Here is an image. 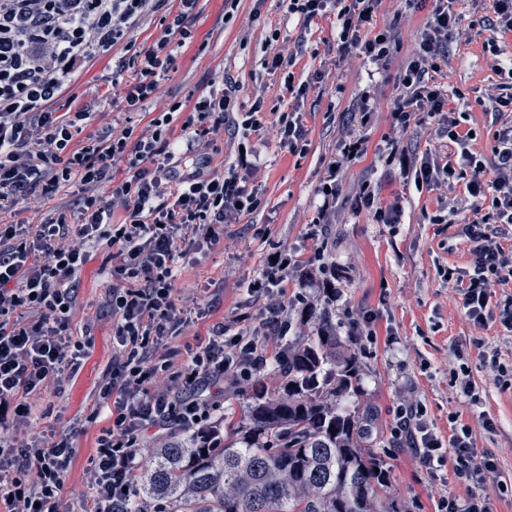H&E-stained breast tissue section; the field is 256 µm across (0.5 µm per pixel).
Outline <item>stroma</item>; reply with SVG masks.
Returning a JSON list of instances; mask_svg holds the SVG:
<instances>
[{
	"mask_svg": "<svg viewBox=\"0 0 512 512\" xmlns=\"http://www.w3.org/2000/svg\"><path fill=\"white\" fill-rule=\"evenodd\" d=\"M463 18L460 34L448 59L447 93L450 105L462 113V129L475 131L474 151L489 154L495 121V105L487 100L488 88L499 83L494 69L497 58L512 57V33L493 34L492 0H457ZM426 13L405 6L403 0H382L376 13L378 25L388 27L397 50L386 68L379 69L360 56H341L334 14L305 24L289 14L279 0H240L232 20L224 18V0H200L192 22L193 37L180 48L177 69L159 89L154 110L168 102L189 101L208 92L222 73L232 74L243 88L241 105L251 106L255 93H263L269 107L262 127L250 137L260 151L261 168L255 175L264 195L262 210L224 227V240L212 249L192 254L181 264L179 297L197 300L201 318L184 325L169 342L175 364H182L187 347L208 336L211 327L248 313L258 315L261 302L248 286L260 278L272 247L307 259L317 240L309 236L317 215L316 190L325 164L344 140L365 136L366 152L353 160L338 203L336 222L328 230L326 253L339 273L341 298L336 321L341 334L351 332L353 316L375 313L374 338H362V389L378 408L382 443L379 452L391 472V491L402 512H436L441 498H466L469 492L489 497L495 512H512V387L502 386L497 371L477 350L472 338H483L488 350L497 351L499 363L512 365V334L499 322L479 327L467 317L453 286L440 275L445 267L468 266L469 245L461 235L464 221L473 213L463 182L440 189H416L381 155L387 137L393 136L391 108L401 94L400 76L420 41ZM496 39L499 56L486 51L488 39ZM302 45L293 67L296 80L323 72L318 90L300 104L307 150L293 154L281 148L277 116L272 105L282 95L281 78L262 67L264 59L278 51ZM121 57L113 49L97 55L89 70L57 101L58 111L83 108L91 117L87 132L122 127L125 113L102 104L112 71ZM370 93L373 123L361 128L355 107L363 93ZM400 142L417 154L429 153L441 161L452 158L454 147L437 136L429 124L410 125ZM370 182L379 206L400 202L402 222L377 223L372 212L353 211L347 200L362 182ZM75 186L61 187L48 197H35L18 207L13 221L38 224L60 207L70 205ZM445 212L449 223H429V216ZM109 250L91 248L80 275L79 302L73 328L93 324L92 343L77 370L59 390L34 399L31 424L22 438L62 431L69 435L75 455L64 476L62 512H74L75 501L85 487L96 439L109 421L100 406L98 387L112 365V321L102 311V301L112 285L104 268ZM465 347L457 359V347ZM498 363V364H499ZM466 366L476 398L461 393L451 372ZM419 401L428 428L448 439L453 424L469 426L478 451L491 452L496 469L475 490L453 476L451 464L431 475L415 453L397 440L394 427L400 405Z\"/></svg>",
	"mask_w": 512,
	"mask_h": 512,
	"instance_id": "stroma-1",
	"label": "stroma"
}]
</instances>
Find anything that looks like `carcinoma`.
Instances as JSON below:
<instances>
[{"label": "carcinoma", "instance_id": "1", "mask_svg": "<svg viewBox=\"0 0 512 512\" xmlns=\"http://www.w3.org/2000/svg\"><path fill=\"white\" fill-rule=\"evenodd\" d=\"M335 308L324 297L298 311L306 334L288 338L274 385L251 394L221 447L191 432L160 443L130 512H401L377 451L378 410Z\"/></svg>", "mask_w": 512, "mask_h": 512}]
</instances>
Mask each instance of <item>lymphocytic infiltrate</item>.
<instances>
[{
    "mask_svg": "<svg viewBox=\"0 0 512 512\" xmlns=\"http://www.w3.org/2000/svg\"><path fill=\"white\" fill-rule=\"evenodd\" d=\"M56 2L14 0V10L0 13V512H59L73 457L67 436L26 442L17 432L32 399L58 390L85 353L92 325L79 339L70 326L90 244L107 246L114 260L103 303L112 319V370L99 390L111 424L97 438L79 509L126 512L147 436L191 431L205 446L219 444L215 424L222 404L210 387L228 375L247 381L264 369L269 338L291 330V303L312 305L335 286L337 275L324 248L304 261L269 252L262 278L252 284L265 294L259 327L215 325L205 342L188 348L183 364H174L168 340L191 313L178 303L179 260L218 244L225 225L240 223L263 204L252 179L259 169L255 148L245 146L234 164L219 169L212 165L216 139L228 123L246 137L257 131L265 99L256 97L247 111H238L241 88L226 77L193 104L169 102L144 128L129 124L84 134L89 112L55 108L64 92L99 53L118 47L136 70L129 80L113 71L118 103L131 115L148 111L191 36L199 0H69L62 16ZM285 2L307 23L336 12L343 53L382 67L396 47L390 30L376 25L379 0ZM405 2L427 16L401 77L404 93L394 103L393 124L404 131L415 118L430 120L458 153L449 168L394 140L386 162L404 181L429 189L465 181L475 218L462 227L470 261L454 284L475 325L496 318L512 332V297L500 311L490 305L493 286L512 282V250L500 243L512 224V121L495 131L491 157L471 150L444 88L448 45L460 23L455 0ZM152 17L160 34L139 47L132 35ZM364 152V139L342 142L322 178L316 226L335 223L347 167ZM69 184L79 189L72 207L38 224L2 220V213L32 196ZM291 277L299 288L293 300L285 288ZM422 413L416 404L402 409L395 433L430 468L441 444L423 425ZM450 446L454 472L464 482L482 483L494 470L491 456L474 448L468 426L456 431Z\"/></svg>",
    "mask_w": 512,
    "mask_h": 512,
    "instance_id": "obj_1",
    "label": "lymphocytic infiltrate"
}]
</instances>
